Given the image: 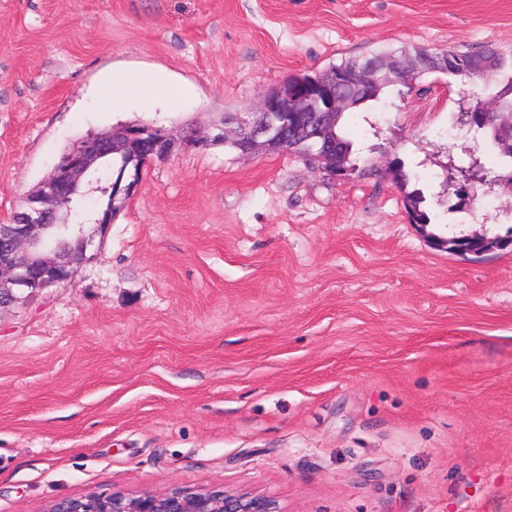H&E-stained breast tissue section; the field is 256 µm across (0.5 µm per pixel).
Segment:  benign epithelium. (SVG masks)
<instances>
[{
    "label": "benign epithelium",
    "instance_id": "benign-epithelium-1",
    "mask_svg": "<svg viewBox=\"0 0 512 512\" xmlns=\"http://www.w3.org/2000/svg\"><path fill=\"white\" fill-rule=\"evenodd\" d=\"M448 56L432 54L414 58L401 56L379 62H367L350 72L333 71L320 74L314 85L303 81H286L262 92L258 109L241 120L239 131L230 140L218 133L200 137L193 131L176 137L164 128L126 125L91 135L77 142L58 162L52 174L25 198V207L15 213L10 224H0V304H12L40 293L71 277L74 268L92 259L97 236L112 224V209L95 214L92 222L78 224L66 240L48 246L44 240L53 228L61 207L72 200L77 189L87 183L104 160L121 152L146 165L166 159L182 144L205 149L216 140H226L243 155L256 151L282 152L285 141L281 127L289 123L302 131L304 140L314 152L307 158L344 180L347 172L336 162L329 148L326 126H309L301 113L314 111V101L324 121H336V113L348 104L343 89L377 83L382 73H394L404 82L413 72H443ZM139 173L126 174L121 189L109 183L101 188L111 199L131 198L140 189ZM50 512H281L276 500L261 494L228 490H193L172 488L165 492L129 493L121 490L110 494H87L57 500Z\"/></svg>",
    "mask_w": 512,
    "mask_h": 512
}]
</instances>
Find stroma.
Here are the masks:
<instances>
[{"mask_svg":"<svg viewBox=\"0 0 512 512\" xmlns=\"http://www.w3.org/2000/svg\"><path fill=\"white\" fill-rule=\"evenodd\" d=\"M400 46L510 51L512 0H0V224L86 135L232 131L288 76ZM136 72L154 88L105 110ZM413 86L349 119L346 180L221 142L150 163L91 261L0 307V512L174 487L512 512V183L459 127V78ZM474 154L500 181L460 209L441 167ZM154 83V76L149 74L112 76L102 87V101L106 107L112 108L114 102L135 98L147 92ZM394 176L398 187L403 193V204L412 223L423 225L431 224V215L422 208L424 201L420 189L408 190L409 184L413 179H417V176L413 171L404 170L400 162L395 167Z\"/></svg>","mask_w":512,"mask_h":512,"instance_id":"obj_1","label":"stroma"}]
</instances>
